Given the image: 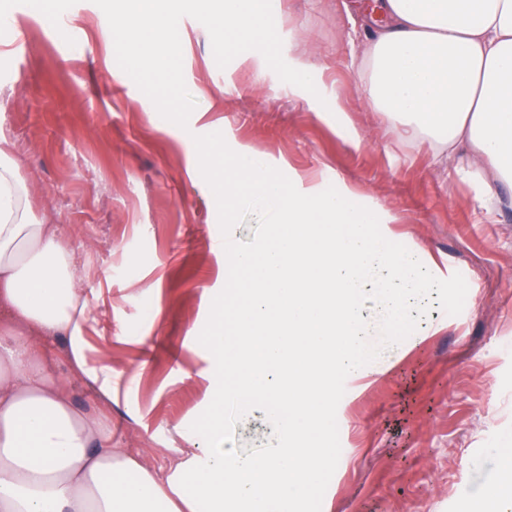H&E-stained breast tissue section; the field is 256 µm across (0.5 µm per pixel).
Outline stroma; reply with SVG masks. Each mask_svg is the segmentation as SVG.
Returning <instances> with one entry per match:
<instances>
[{
	"mask_svg": "<svg viewBox=\"0 0 512 512\" xmlns=\"http://www.w3.org/2000/svg\"><path fill=\"white\" fill-rule=\"evenodd\" d=\"M0 0V135L32 219L58 228L78 267L89 319L87 361L109 356L112 398L58 363L77 411L105 412L115 447L164 465L175 425L208 408L198 343L224 290L228 234L261 245L259 212L224 222L199 173L213 129L225 155L249 154L280 179L349 193L411 258L439 266L406 307L411 344L369 380L347 379L330 406L336 458L298 512H475L502 477L512 445V192L468 176L466 155L437 159L371 105L358 67L366 33L350 37L343 0H272L276 30L312 67L289 92L271 69L218 67L208 30L179 22L186 83L198 86L187 128L164 120L118 66L93 0L42 10ZM362 142L353 145L347 130ZM456 316H449V305ZM245 451L275 444L261 410L227 430Z\"/></svg>",
	"mask_w": 512,
	"mask_h": 512,
	"instance_id": "1",
	"label": "stroma"
}]
</instances>
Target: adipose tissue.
Listing matches in <instances>:
<instances>
[{
    "instance_id": "1",
    "label": "adipose tissue",
    "mask_w": 512,
    "mask_h": 512,
    "mask_svg": "<svg viewBox=\"0 0 512 512\" xmlns=\"http://www.w3.org/2000/svg\"><path fill=\"white\" fill-rule=\"evenodd\" d=\"M373 40L369 95L385 121L465 153L478 177L512 186V0H375L360 10ZM0 151V512H288L335 460L326 447L337 380L366 378L408 348L391 324L427 279L390 239L360 232L345 196L270 178L226 157L215 131L200 165L231 212L262 209L278 231L255 249L228 242L236 276L213 301L205 423L178 426L186 447L168 473L113 447L40 363L34 338L65 337L86 384L112 395L110 361L89 366L77 269L52 225L22 205ZM263 406L280 439L259 453L225 448L224 427Z\"/></svg>"
}]
</instances>
